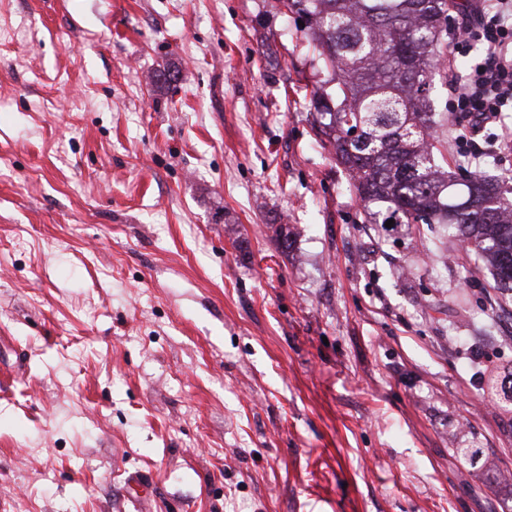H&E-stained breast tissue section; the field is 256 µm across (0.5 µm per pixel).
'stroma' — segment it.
Listing matches in <instances>:
<instances>
[{
	"label": "stroma",
	"mask_w": 512,
	"mask_h": 512,
	"mask_svg": "<svg viewBox=\"0 0 512 512\" xmlns=\"http://www.w3.org/2000/svg\"><path fill=\"white\" fill-rule=\"evenodd\" d=\"M327 80L280 0H0V512H512V291Z\"/></svg>",
	"instance_id": "stroma-1"
}]
</instances>
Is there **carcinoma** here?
Listing matches in <instances>:
<instances>
[{
	"label": "carcinoma",
	"instance_id": "1",
	"mask_svg": "<svg viewBox=\"0 0 512 512\" xmlns=\"http://www.w3.org/2000/svg\"><path fill=\"white\" fill-rule=\"evenodd\" d=\"M336 85L316 100L319 131L350 172L360 201L386 204L382 222L449 224L497 286L512 288V175L488 176L462 157V176L434 159L437 112L430 92L448 83V12L461 0H282Z\"/></svg>",
	"mask_w": 512,
	"mask_h": 512
}]
</instances>
